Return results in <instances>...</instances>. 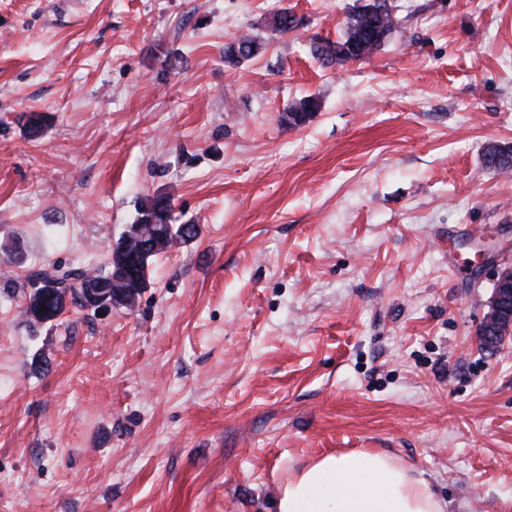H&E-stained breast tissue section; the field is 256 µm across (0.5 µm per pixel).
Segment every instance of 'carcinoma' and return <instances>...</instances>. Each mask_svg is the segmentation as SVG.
I'll use <instances>...</instances> for the list:
<instances>
[{
    "instance_id": "1",
    "label": "carcinoma",
    "mask_w": 512,
    "mask_h": 512,
    "mask_svg": "<svg viewBox=\"0 0 512 512\" xmlns=\"http://www.w3.org/2000/svg\"><path fill=\"white\" fill-rule=\"evenodd\" d=\"M398 21L388 6L387 0H364L347 17L343 35L333 41L320 39L311 46V52L326 66L344 64L350 61H362L379 50L397 29ZM263 50L261 39L252 35L239 37L224 49L226 61L234 63L250 58ZM320 109V100L315 96H306L288 107V125L301 126ZM486 169L494 172L512 170V147L491 145L483 154ZM172 205L168 198L156 196L143 200L138 209L139 231L142 237H152L155 225L172 222ZM198 235L197 225H191V231H183V225H173V233L167 237L163 248L173 246L174 242L186 244ZM25 247L17 238L0 244V254L15 264L24 260ZM137 255V265L130 276L126 308H132L138 302L144 289L148 287L150 270L157 254L147 257L137 254V247H125L122 241L115 243L106 264L97 269L83 265L61 266L55 264L35 265L28 269L27 285L30 288L25 300V313L33 325H42L59 317L65 309L64 298L69 296L72 303L82 308H92L94 304L86 295L87 285L95 280H110L118 267L120 257ZM51 285L57 297L52 303L53 314L44 318L36 314L35 305L39 290L37 287Z\"/></svg>"
}]
</instances>
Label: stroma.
I'll return each mask as SVG.
<instances>
[{
    "mask_svg": "<svg viewBox=\"0 0 512 512\" xmlns=\"http://www.w3.org/2000/svg\"><path fill=\"white\" fill-rule=\"evenodd\" d=\"M357 3L0 0V240L28 249L0 263V512H278L350 451L512 512V341L478 336L512 265V171L483 164L512 0H391L380 50L321 66ZM158 195L200 233L136 307L31 327L28 265L106 262ZM261 39L252 35L239 37L235 42L224 49V58L227 62H239L243 58H251L263 50ZM320 100L315 96H306L288 107V126H301L320 109ZM290 114V115H289Z\"/></svg>",
    "mask_w": 512,
    "mask_h": 512,
    "instance_id": "obj_1",
    "label": "stroma"
}]
</instances>
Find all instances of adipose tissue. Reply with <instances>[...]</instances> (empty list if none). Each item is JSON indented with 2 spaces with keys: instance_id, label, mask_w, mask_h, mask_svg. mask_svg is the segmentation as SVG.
<instances>
[{
  "instance_id": "obj_1",
  "label": "adipose tissue",
  "mask_w": 512,
  "mask_h": 512,
  "mask_svg": "<svg viewBox=\"0 0 512 512\" xmlns=\"http://www.w3.org/2000/svg\"><path fill=\"white\" fill-rule=\"evenodd\" d=\"M279 512H445L426 479L382 453L320 457L297 471L278 501Z\"/></svg>"
}]
</instances>
